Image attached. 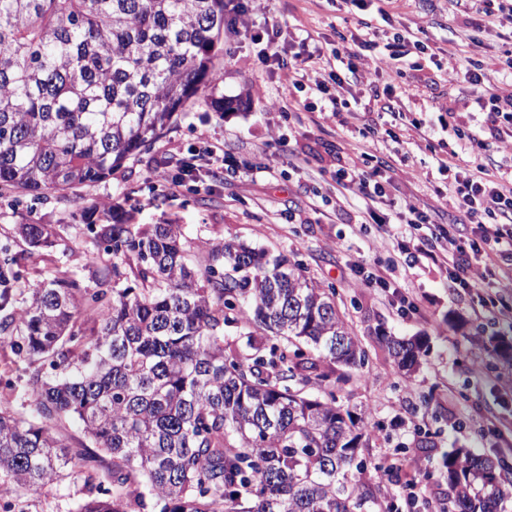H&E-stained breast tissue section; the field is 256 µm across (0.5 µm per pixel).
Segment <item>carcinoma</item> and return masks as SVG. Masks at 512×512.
<instances>
[{
    "label": "carcinoma",
    "mask_w": 512,
    "mask_h": 512,
    "mask_svg": "<svg viewBox=\"0 0 512 512\" xmlns=\"http://www.w3.org/2000/svg\"><path fill=\"white\" fill-rule=\"evenodd\" d=\"M224 0H0V190L105 181L201 87ZM105 288L54 276L20 299L0 248V344L34 366L25 420L0 404V484L81 482L77 512H392L372 437L336 398L369 356L336 289L244 241L188 258L178 224H86ZM32 251L59 234L19 224ZM401 371L427 348L377 336ZM72 420L87 444L70 453ZM111 466L102 471L103 456ZM448 512H508L506 461L454 449Z\"/></svg>",
    "instance_id": "1"
}]
</instances>
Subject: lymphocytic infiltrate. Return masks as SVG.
I'll list each match as a JSON object with an SVG mask.
<instances>
[{
    "label": "lymphocytic infiltrate",
    "mask_w": 512,
    "mask_h": 512,
    "mask_svg": "<svg viewBox=\"0 0 512 512\" xmlns=\"http://www.w3.org/2000/svg\"><path fill=\"white\" fill-rule=\"evenodd\" d=\"M357 11L358 36L351 43L324 55L319 46L302 39L300 53L283 58L278 45V24L252 29V41L258 45L257 60L265 66L277 65L289 84L298 90L325 94L329 85L344 89L345 85L363 83L369 69L400 82L405 92L418 95L420 86L411 81L400 62L411 53H425V45L411 39L408 32L396 31L389 36L384 53L368 59L367 51L375 46L379 29L376 17H387L393 0H382L376 14H369L366 0H343ZM462 6L467 24L481 27L508 22L512 24V0H455ZM474 86L477 104L483 114L480 124H461L456 111H449L448 124L457 139L455 148L439 164L448 176V196L459 215L453 224H432L426 205L399 198L384 183L383 173L389 166L388 154L398 153L402 141L393 129L378 130L369 126L370 136H384L386 156L364 154L362 164L340 165L336 183L347 193L359 196L369 217L385 232L400 236L402 227L431 224L429 234L418 237L414 248L435 262L448 266V290L470 292L485 299L489 276L499 282L512 281V175L505 169L489 170L485 159L489 139L499 137L502 124L512 125V83L503 84L478 64L464 72ZM468 150L473 158L471 168L457 164L460 150Z\"/></svg>",
    "instance_id": "obj_1"
}]
</instances>
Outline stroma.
I'll list each match as a JSON object with an SVG mask.
<instances>
[{
    "mask_svg": "<svg viewBox=\"0 0 512 512\" xmlns=\"http://www.w3.org/2000/svg\"><path fill=\"white\" fill-rule=\"evenodd\" d=\"M263 5L255 24L281 25L285 57L299 52L308 34L328 55L342 38L358 33L355 16L339 10L335 0ZM380 27L388 33L407 28L428 46L414 74L423 85L420 96L404 95L384 76L375 79L395 110L426 124L422 133L405 129L404 150L391 158L388 175L402 196L428 205L435 222H451L455 211L439 171L452 140L446 109L466 110L475 93L463 76H449L446 66L452 59H475L497 71L512 51V28L465 35L454 0H416L391 10ZM213 66L220 75L216 86L200 91L150 148L108 180L67 193L0 195V246L23 250L15 234L19 224H49L61 236L58 246L22 260L21 293L54 275L97 286L98 272L111 258L97 249L81 217L92 203L99 221L113 211L133 224L181 225L197 264L204 244L229 239L297 254L314 281L336 286L338 305L369 351L368 366L353 372L337 396L373 435L363 454L369 465L388 469L394 512H439L448 504L446 452L465 448L512 465V361L496 358L489 343L493 337L512 342V307L484 309L468 295L449 293L444 268L416 252L402 258L378 225L365 223L363 201L337 190L336 157L357 158L367 142L351 124L316 108H296L287 82L256 60L250 34L222 35ZM211 143L222 144L227 157L219 176H212L202 156L196 179L178 188L161 179V172L178 173L193 150ZM292 153L304 158L302 168L289 166ZM357 260L366 272L390 281V289L353 287L350 267ZM395 287L412 308L401 309L391 293ZM379 326L400 338H426L419 370L398 371L377 341ZM31 370L11 350H0V384L8 386L10 407L28 419ZM80 497L79 483L70 479L37 491L0 485V506L15 503L25 512H75Z\"/></svg>",
    "mask_w": 512,
    "mask_h": 512,
    "instance_id": "35a3bbf8",
    "label": "stroma"
}]
</instances>
